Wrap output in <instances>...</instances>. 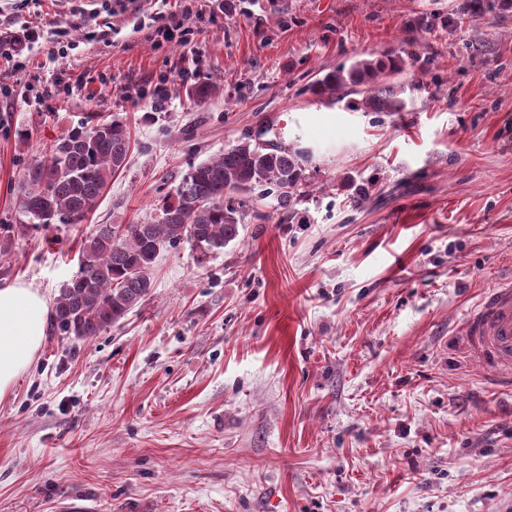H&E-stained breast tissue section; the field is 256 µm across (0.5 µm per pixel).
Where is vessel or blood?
<instances>
[{
    "label": "vessel or blood",
    "mask_w": 512,
    "mask_h": 512,
    "mask_svg": "<svg viewBox=\"0 0 512 512\" xmlns=\"http://www.w3.org/2000/svg\"><path fill=\"white\" fill-rule=\"evenodd\" d=\"M462 332L492 381L512 387V279L485 291L467 314Z\"/></svg>",
    "instance_id": "obj_1"
}]
</instances>
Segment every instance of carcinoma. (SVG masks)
Segmentation results:
<instances>
[{
	"label": "carcinoma",
	"mask_w": 512,
	"mask_h": 512,
	"mask_svg": "<svg viewBox=\"0 0 512 512\" xmlns=\"http://www.w3.org/2000/svg\"><path fill=\"white\" fill-rule=\"evenodd\" d=\"M404 66L393 51L358 59L316 79L308 91L331 102L354 94L349 104L366 112H401L405 100L383 79ZM130 139L129 126L117 117L71 130L25 165L13 186L19 213L34 225L82 223L125 167ZM305 162L294 148L242 140L190 165L153 222L94 225L81 241L78 275L59 289L53 330L91 338L145 300L161 251L188 241L202 261L237 240L249 211L292 212L310 195Z\"/></svg>",
	"instance_id": "obj_1"
}]
</instances>
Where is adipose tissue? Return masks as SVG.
<instances>
[{
	"instance_id": "1",
	"label": "adipose tissue",
	"mask_w": 512,
	"mask_h": 512,
	"mask_svg": "<svg viewBox=\"0 0 512 512\" xmlns=\"http://www.w3.org/2000/svg\"><path fill=\"white\" fill-rule=\"evenodd\" d=\"M51 315L47 296L28 284L0 285V399L39 351Z\"/></svg>"
}]
</instances>
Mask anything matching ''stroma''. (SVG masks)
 <instances>
[{
	"mask_svg": "<svg viewBox=\"0 0 512 512\" xmlns=\"http://www.w3.org/2000/svg\"><path fill=\"white\" fill-rule=\"evenodd\" d=\"M231 4L181 46L155 29L183 0H0V36L45 23L24 68L0 56V224L73 127L114 116L133 139L85 221L12 237L0 284L56 298L93 225L150 221L189 165L259 132L310 152L316 190L206 263L162 252L97 336L47 331L0 400V512H512V388L453 334L512 276V8ZM387 51L408 54L404 111L309 92Z\"/></svg>",
	"mask_w": 512,
	"mask_h": 512,
	"instance_id": "1",
	"label": "stroma"
}]
</instances>
